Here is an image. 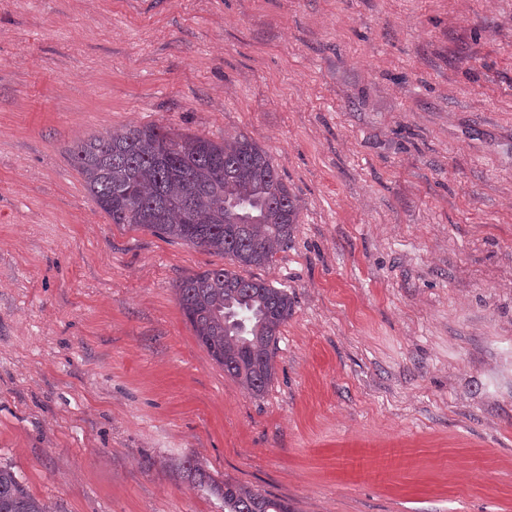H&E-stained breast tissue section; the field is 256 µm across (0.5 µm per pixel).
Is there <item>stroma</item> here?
I'll use <instances>...</instances> for the list:
<instances>
[{"mask_svg":"<svg viewBox=\"0 0 512 512\" xmlns=\"http://www.w3.org/2000/svg\"><path fill=\"white\" fill-rule=\"evenodd\" d=\"M247 135L295 196L271 265L99 208L70 148ZM293 302L261 396L175 286ZM512 512V0H0V464L58 512ZM179 468L187 474L195 487L210 492L224 501V512H291L288 501L272 499L258 490L230 480L215 483L196 460L184 459Z\"/></svg>","mask_w":512,"mask_h":512,"instance_id":"35a3bbf8","label":"stroma"}]
</instances>
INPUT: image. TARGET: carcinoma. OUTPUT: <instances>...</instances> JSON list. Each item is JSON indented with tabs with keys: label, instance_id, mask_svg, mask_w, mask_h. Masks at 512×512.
Wrapping results in <instances>:
<instances>
[{
	"label": "carcinoma",
	"instance_id": "obj_1",
	"mask_svg": "<svg viewBox=\"0 0 512 512\" xmlns=\"http://www.w3.org/2000/svg\"><path fill=\"white\" fill-rule=\"evenodd\" d=\"M70 157L112 223L151 229L240 266L269 265L297 223L296 200L272 158L245 135L219 144L153 124L133 126L83 140ZM176 296L224 372L249 393L262 394L274 375L279 329L292 314L287 290L223 267L182 280ZM179 468L224 501V512H291L284 499L230 480L215 483L191 457ZM0 512L57 510L0 464Z\"/></svg>",
	"mask_w": 512,
	"mask_h": 512
}]
</instances>
